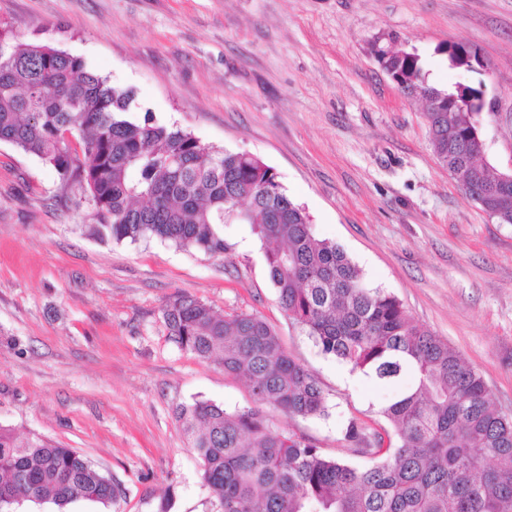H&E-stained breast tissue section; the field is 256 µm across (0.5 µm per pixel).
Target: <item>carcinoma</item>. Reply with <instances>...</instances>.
I'll use <instances>...</instances> for the list:
<instances>
[{
	"mask_svg": "<svg viewBox=\"0 0 512 512\" xmlns=\"http://www.w3.org/2000/svg\"><path fill=\"white\" fill-rule=\"evenodd\" d=\"M373 53L403 92L418 87L450 101L425 113L435 155L512 224V183L478 158L471 110L480 88L433 86L415 52L376 43ZM133 101L132 89L82 58L0 28V142L53 169L62 190L85 192L93 235L156 237L219 257L224 225L247 224L265 245L282 310L323 354L384 385L413 380L381 408L385 424L346 425L344 439L361 447L364 466L328 456L253 408L203 400L179 407L212 512H512V417L496 408L482 377L318 237L271 167L148 117L130 120ZM163 319L170 340L202 360L219 355L224 374L245 379L255 401L290 416L326 415L315 378L261 316L223 317L176 297ZM121 493L77 451L0 427V512L47 497L57 512L77 499L107 508Z\"/></svg>",
	"mask_w": 512,
	"mask_h": 512,
	"instance_id": "carcinoma-1",
	"label": "carcinoma"
}]
</instances>
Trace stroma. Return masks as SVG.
<instances>
[{
  "mask_svg": "<svg viewBox=\"0 0 512 512\" xmlns=\"http://www.w3.org/2000/svg\"><path fill=\"white\" fill-rule=\"evenodd\" d=\"M0 26L80 57L132 88L133 118L244 151L272 167L317 235L446 342L512 415V224L466 198L436 158L425 101L401 92L372 54L381 38L417 51L432 82L482 86V158L512 172V0H0ZM464 45L484 67L447 64ZM54 173L0 142V425L75 449L123 493L110 509L212 512L175 418L206 400L255 401L217 360L173 343L162 310L182 295L254 313L316 379L321 418L271 407L270 422L351 463L350 420L376 425L397 388L320 352L288 319L249 225L224 227L223 256L157 239L90 236L89 205L57 197Z\"/></svg>",
  "mask_w": 512,
  "mask_h": 512,
  "instance_id": "stroma-1",
  "label": "stroma"
}]
</instances>
